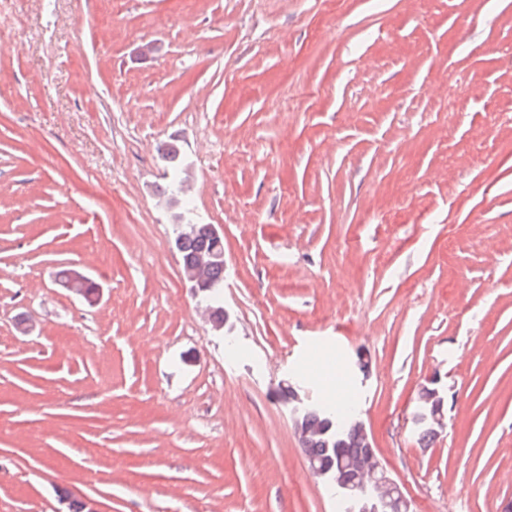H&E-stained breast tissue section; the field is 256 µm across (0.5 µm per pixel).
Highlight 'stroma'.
<instances>
[{
	"mask_svg": "<svg viewBox=\"0 0 512 512\" xmlns=\"http://www.w3.org/2000/svg\"><path fill=\"white\" fill-rule=\"evenodd\" d=\"M504 113L512 0H0V512H337L288 381L356 400L416 512H500ZM163 141L224 240L235 350L172 248Z\"/></svg>",
	"mask_w": 512,
	"mask_h": 512,
	"instance_id": "obj_1",
	"label": "stroma"
}]
</instances>
